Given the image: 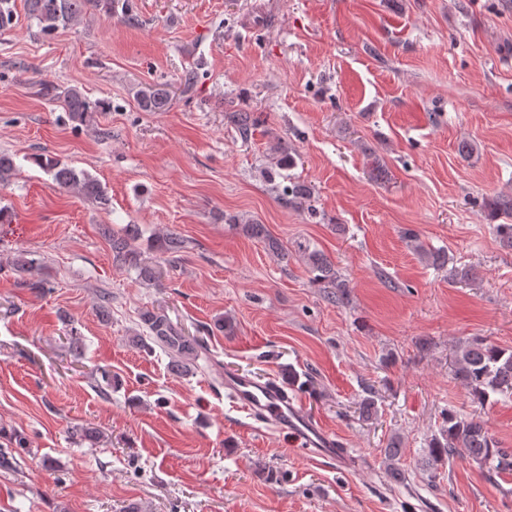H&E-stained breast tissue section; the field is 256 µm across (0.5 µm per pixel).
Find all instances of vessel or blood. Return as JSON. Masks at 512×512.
Instances as JSON below:
<instances>
[{"label":"vessel or blood","instance_id":"vessel-or-blood-1","mask_svg":"<svg viewBox=\"0 0 512 512\" xmlns=\"http://www.w3.org/2000/svg\"><path fill=\"white\" fill-rule=\"evenodd\" d=\"M224 388L238 407L256 418L274 423L278 432L289 436L303 449L317 455L344 458L340 448L303 410L288 397L283 386L274 380L260 381L247 375L234 374L224 379Z\"/></svg>","mask_w":512,"mask_h":512}]
</instances>
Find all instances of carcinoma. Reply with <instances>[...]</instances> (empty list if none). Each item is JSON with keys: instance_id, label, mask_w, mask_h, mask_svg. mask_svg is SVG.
I'll use <instances>...</instances> for the list:
<instances>
[{"instance_id": "1", "label": "carcinoma", "mask_w": 512, "mask_h": 512, "mask_svg": "<svg viewBox=\"0 0 512 512\" xmlns=\"http://www.w3.org/2000/svg\"><path fill=\"white\" fill-rule=\"evenodd\" d=\"M25 7L29 17L36 21L40 32L50 35L60 28L81 24L85 17L92 13L105 17L112 16L115 2L25 0ZM13 25L14 7L11 0H0V31H7ZM171 101L170 92L159 86L141 93L139 106L147 112H161L168 109ZM64 104L73 123L86 126L92 121L89 103L79 90L68 91ZM229 118L244 139L250 138L254 126L261 122V117L252 112H232ZM33 161L52 177L53 184L58 188L100 205L108 204L104 188L87 173L78 171L48 154L36 155ZM229 223L240 229L244 236L259 239L268 250L284 259L288 258V252L268 233L264 225L237 216L230 217ZM101 232L108 238L116 261L136 270L142 278L156 280L157 268L142 261L140 254L132 248L128 235L109 227L101 228ZM405 235L413 243V249L421 259L433 265L445 264L446 257L427 249L413 230H407ZM297 247L298 252L308 263L313 281L329 288L328 300L336 304L344 302L348 298V286L339 279L335 265L322 252L310 248L308 244L299 243ZM153 248L160 255L173 258L183 251L185 240L179 234L169 231L154 239ZM13 265L25 276L23 286L33 293L39 294L50 289L49 283L38 277L39 260L28 259L21 254L14 260ZM139 319L146 328V335L137 334L130 337L131 344L150 351L157 346L169 357L171 367L176 372L185 376L194 374L196 361L208 353L204 338L186 335L184 330L174 325L166 315L150 309L141 311ZM457 374L473 398L480 403L489 400L492 394L512 393V351L499 348L482 338H467L457 348ZM73 437L82 444L93 446L99 442L100 431L85 424L73 429ZM11 444L14 448L8 452L0 449V469L15 472L20 467V460L28 455L31 449L26 447V439L18 435L11 438ZM400 452V440L397 437L392 438L384 449L387 467L394 477L399 475L397 461L400 459ZM456 456L486 467L489 474L512 471V451L500 445L485 420L474 416L460 417L450 411L443 418L440 436L432 439L429 460L434 466Z\"/></svg>"}]
</instances>
